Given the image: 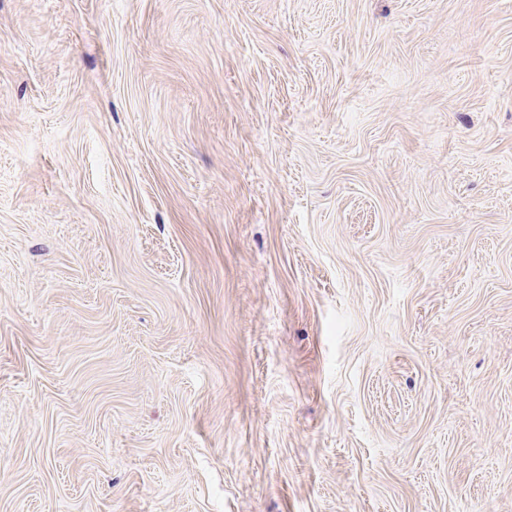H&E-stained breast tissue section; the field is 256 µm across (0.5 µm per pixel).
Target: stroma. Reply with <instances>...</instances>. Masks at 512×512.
<instances>
[{
    "mask_svg": "<svg viewBox=\"0 0 512 512\" xmlns=\"http://www.w3.org/2000/svg\"><path fill=\"white\" fill-rule=\"evenodd\" d=\"M0 512H512V0H0Z\"/></svg>",
    "mask_w": 512,
    "mask_h": 512,
    "instance_id": "1",
    "label": "stroma"
}]
</instances>
